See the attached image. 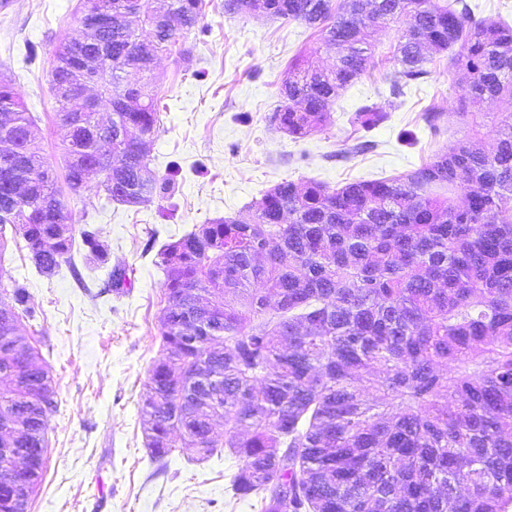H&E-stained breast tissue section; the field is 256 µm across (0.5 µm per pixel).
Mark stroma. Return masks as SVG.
Returning <instances> with one entry per match:
<instances>
[{
	"label": "stroma",
	"instance_id": "stroma-1",
	"mask_svg": "<svg viewBox=\"0 0 512 512\" xmlns=\"http://www.w3.org/2000/svg\"><path fill=\"white\" fill-rule=\"evenodd\" d=\"M82 0H9L0 9V72L8 74L38 120L49 163L61 169L65 131L55 115L50 82L51 43L78 37ZM398 28L374 35L371 68L331 106V123L295 139L269 123L282 104L281 79L289 63L312 53L323 67L336 60L318 29L263 12L230 15L224 0H205L197 27L160 56L154 82L163 98L160 123L149 144L150 167L181 168L173 199L131 207L105 204L92 177L73 215L76 227L98 230L109 265L90 270L83 245L73 266L40 274L24 250L0 253V278L15 279L30 294L33 318L24 332L38 342L54 379L58 408L46 426L44 477L28 512H255L226 493L238 467L229 449L197 459L178 448L164 467L148 461L138 407L149 371L161 355L157 336L166 305L164 277L147 253L148 238L164 244L218 217L250 220L251 204L282 181L315 180L338 188L355 180L386 179L417 168L472 133L458 114L460 95L449 53L433 55L429 76L400 99L388 91ZM32 64H24L27 49ZM373 103L390 115L375 129L368 153L343 156L349 117ZM443 115L430 136L423 113ZM417 136L413 147L400 137ZM122 267L124 293L103 292L109 267Z\"/></svg>",
	"mask_w": 512,
	"mask_h": 512
}]
</instances>
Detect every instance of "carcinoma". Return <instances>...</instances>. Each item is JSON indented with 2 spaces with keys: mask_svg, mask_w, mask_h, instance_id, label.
<instances>
[{
  "mask_svg": "<svg viewBox=\"0 0 512 512\" xmlns=\"http://www.w3.org/2000/svg\"><path fill=\"white\" fill-rule=\"evenodd\" d=\"M204 0H83V39L101 51L88 75L108 119L66 112L65 184L43 154L36 119L12 81H0V144L23 161L0 183V252L7 234L36 269L72 259L70 201L89 168L107 203L171 198L175 174L149 167L158 127L151 62L195 28ZM230 14L263 11L321 28L336 48L327 70L303 55L281 83L287 104L269 117L294 138L322 130L342 91L367 72L372 33L402 27L390 95L429 75L426 48L461 44L459 108L486 99L492 150L470 136L390 179L334 190L282 181L253 203L250 221L212 219L163 244L155 265L167 306L159 320L163 360L139 404L150 459L176 448L200 458L228 448L241 461L233 497H258L260 512H509L512 507V26L477 18L466 0H225ZM67 42L53 46L51 78L63 77ZM389 119L373 104L350 119V152ZM96 268L108 253L81 231ZM0 482L26 486V512L42 480L49 415L57 409L49 369L22 318L26 289L0 280ZM224 420V439L213 422ZM7 448H32L14 470ZM298 493L283 505L272 483Z\"/></svg>",
  "mask_w": 512,
  "mask_h": 512,
  "instance_id": "carcinoma-1",
  "label": "carcinoma"
}]
</instances>
